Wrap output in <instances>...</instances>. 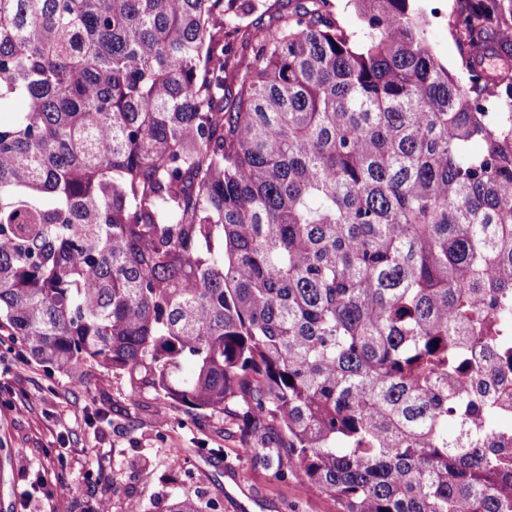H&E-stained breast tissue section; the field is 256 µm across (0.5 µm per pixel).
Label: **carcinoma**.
<instances>
[{
    "instance_id": "cac0c4a2",
    "label": "carcinoma",
    "mask_w": 512,
    "mask_h": 512,
    "mask_svg": "<svg viewBox=\"0 0 512 512\" xmlns=\"http://www.w3.org/2000/svg\"><path fill=\"white\" fill-rule=\"evenodd\" d=\"M0 0V328L278 423L338 512H512V0ZM166 512H203L189 494ZM428 12L430 25V42L438 57L448 66V70L462 79H465V72L461 67V58L457 45L448 31V16L444 13L449 8L450 0H421ZM437 8L438 10H434ZM434 10L435 15L431 16L430 11ZM469 375L471 374L473 376L472 378V384H477L479 381H488L492 378H496L499 383L500 387V398L501 401H504L506 403V406L508 407L510 404V394H511V410H508L509 413H512V369L504 368L500 365V371L497 369V366L495 365L492 367V372H487L486 369H479V370H473L468 372ZM506 407V409H507Z\"/></svg>"
}]
</instances>
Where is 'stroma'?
<instances>
[{"mask_svg":"<svg viewBox=\"0 0 512 512\" xmlns=\"http://www.w3.org/2000/svg\"><path fill=\"white\" fill-rule=\"evenodd\" d=\"M432 11L430 42L450 72L462 74L445 12L450 0H422ZM73 384L57 370L30 362L8 330H0V512H20L28 491L35 512H165L189 493L217 512H337L317 489L300 491L289 465L273 471L254 449L278 440L274 422L247 435L237 405L223 413L162 403L126 375L84 366ZM179 468H171L172 455Z\"/></svg>","mask_w":512,"mask_h":512,"instance_id":"1","label":"stroma"}]
</instances>
